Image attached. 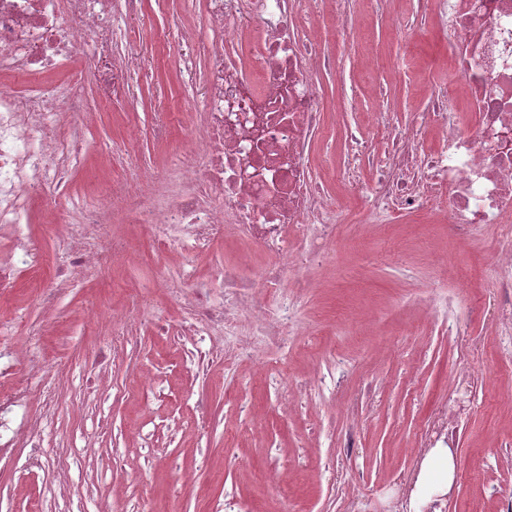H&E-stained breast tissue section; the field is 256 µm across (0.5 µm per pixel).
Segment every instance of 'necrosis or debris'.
<instances>
[{
    "mask_svg": "<svg viewBox=\"0 0 512 512\" xmlns=\"http://www.w3.org/2000/svg\"><path fill=\"white\" fill-rule=\"evenodd\" d=\"M347 2L204 0L202 26L178 29L181 72L206 66L204 109L184 124L182 164L165 173L135 166L98 205L81 207L67 201L66 178L99 111L78 89L92 83L104 102L129 94L136 53L118 49L112 21L138 17L140 0H0V232L8 239L0 248V296L11 295L20 275L41 274L43 251L27 230L40 197L45 223L67 227L68 259L40 291L47 312L76 280L129 256L124 239L108 236L116 217L151 229L159 255L181 246L202 256L234 235L267 253L260 270L179 277L178 320L160 329L185 337L198 362H256L285 385L288 367L268 347L305 330L301 272L314 257L333 259L338 220L357 236L397 214L446 225L454 237L496 224L512 239V0H428L429 27L448 36L447 79L430 84L423 109L404 118L369 113L367 136H350L347 164L327 177L311 161L315 139L331 125L318 80L334 61L326 39L349 43L360 27ZM88 44L96 54L81 56ZM52 70L67 73L65 91L22 87L21 77ZM331 180L339 194L328 191ZM490 283L497 323L512 329V246L493 255ZM11 329L0 321V447L32 448L29 464L39 467L46 457L40 436L57 401L48 392L35 398L29 383L51 375L53 363L21 354ZM21 357L24 382L14 372ZM474 383L458 377L455 399L421 429L419 455L454 447ZM417 481L414 471L394 479L385 512H446L442 496L414 499Z\"/></svg>",
    "mask_w": 512,
    "mask_h": 512,
    "instance_id": "1",
    "label": "necrosis or debris"
}]
</instances>
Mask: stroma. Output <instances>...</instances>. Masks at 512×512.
<instances>
[{
	"instance_id": "1",
	"label": "stroma",
	"mask_w": 512,
	"mask_h": 512,
	"mask_svg": "<svg viewBox=\"0 0 512 512\" xmlns=\"http://www.w3.org/2000/svg\"><path fill=\"white\" fill-rule=\"evenodd\" d=\"M422 16L421 0H390L384 14L367 16L357 45L337 47L345 83L337 85L335 75L326 74L320 91L328 99L340 92L361 101L362 111L345 118L353 133L366 132L367 113L402 116L423 106L409 84L377 95L359 68L365 52L383 62L405 49L391 34L393 19L416 29ZM179 19L200 24L199 0H142L140 21L130 30L139 63L133 93L105 107L86 135L69 185L80 203H91L103 186L127 180L135 165L166 170L178 163L181 131L173 130L169 142L161 144L153 128L159 100H171L184 111L202 109L200 84L179 71L178 49L169 36ZM446 49L447 37L439 31H426L415 42L411 64L419 79L437 78L434 66ZM130 119L139 122L144 135L125 154L114 155ZM103 156L110 158V167L100 166ZM114 231L131 241L139 260L75 282L57 300L52 317L32 306V288L0 299V318L23 317L15 343L56 364L50 387L58 409L41 436L45 449L81 459L69 482L62 483L55 462L33 468L28 449H5L0 454V512H71L76 502L83 512H120L113 499L117 488L125 499L141 502L146 512H218L231 491L248 497L255 512H278L280 501L291 497L304 512H347L348 499L379 496L390 481L420 468L415 438L434 407L451 398L460 361L455 337L434 327V311L424 294L433 265L421 240L443 237V228L429 224L420 231L407 216L391 235L378 227L360 238L344 232L335 262L309 269L311 286L299 302V315L314 333L291 337L287 348L275 352L287 358L290 381L298 386L289 407L280 402V385L260 380L253 364L231 371L220 364L198 370L184 363V346L159 330L160 323L177 315L160 268L202 270L232 262L245 243H219L207 259L185 249L161 259L142 226L118 224ZM32 232L45 253L41 279L47 282L67 260L65 227L36 223ZM501 245L494 224L468 241L447 243L460 268L450 290L475 292L460 318L477 346L468 365L487 376L475 385L470 419L457 436L448 512H501L505 496L512 495V333L492 324V290L486 283L490 260ZM135 302L146 309L136 345L123 362L98 373L94 360L111 347L112 328L86 323V310ZM350 308L360 323L342 320ZM335 347L349 362L348 378L337 395L331 386L337 375L330 354ZM145 371L163 386V395L141 390ZM201 397L211 405L202 418L192 410ZM136 422L160 425L154 448H137L129 431ZM352 428L358 431L357 447H341L342 435ZM232 429L241 432L242 441L237 455L228 457L224 448ZM116 453L126 457L118 471L112 468Z\"/></svg>"
}]
</instances>
